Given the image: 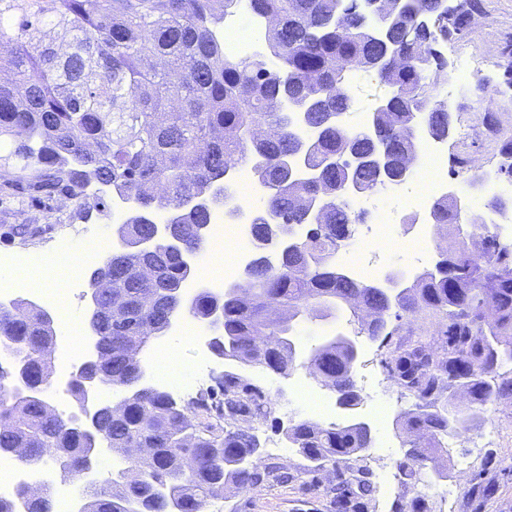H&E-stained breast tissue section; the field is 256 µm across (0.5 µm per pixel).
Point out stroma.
Segmentation results:
<instances>
[{
  "label": "stroma",
  "instance_id": "1",
  "mask_svg": "<svg viewBox=\"0 0 512 512\" xmlns=\"http://www.w3.org/2000/svg\"><path fill=\"white\" fill-rule=\"evenodd\" d=\"M450 64V79L444 88L453 92L454 130L445 141L442 177L460 193L473 198L469 216H488L486 192L474 191L470 182L473 171L457 166L456 158L475 156L482 166L499 163V146L512 135V91L503 85V65L512 55V0H484V9L471 26L470 34L442 44ZM354 104L347 112V125L358 126L370 117L385 86L367 72L351 77ZM492 113L493 126L482 123L484 113ZM111 195H90L82 201L81 211L56 198L34 201L26 187L0 180V257L28 255L50 248L69 221L82 219L84 225L103 233L108 242H118V222L112 219ZM358 329L350 310L341 308L327 317L294 320L292 337L297 346V363L288 373L273 372L265 366L219 361V372H231L263 389L271 400L266 418L252 423L260 448L286 445L288 428L302 420L328 427L345 423L350 413L334 407L332 414L321 415L303 408L293 393L295 377L305 374L304 362L312 349L337 334H353ZM363 354L356 368L357 376L370 375L380 380L379 397L392 411L385 421H371L373 442L359 462L375 487L371 496L361 499L359 512H398L400 506L415 505L419 512H512V398L491 406L486 421L475 430L463 433L447 454L417 476H403L399 485L386 487L381 476L397 471L410 448V434L401 428L405 414L414 401L398 388L385 382L380 363L379 342L362 339ZM289 471L294 482L270 483L266 487L247 489L226 496L223 503H208L206 512H336L331 503L334 473L323 468L316 477H308L306 459L293 453ZM467 461L465 479L449 487L446 478L454 474L459 461ZM446 478L434 480L435 470Z\"/></svg>",
  "mask_w": 512,
  "mask_h": 512
}]
</instances>
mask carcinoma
<instances>
[{
  "mask_svg": "<svg viewBox=\"0 0 512 512\" xmlns=\"http://www.w3.org/2000/svg\"><path fill=\"white\" fill-rule=\"evenodd\" d=\"M239 0H0V178L24 182L34 194L79 199L96 184L130 202L119 228L133 245L149 236L144 212L160 205L174 216L173 231L185 247L200 253L201 228L211 224L205 201L228 188V171L253 165L264 189L252 224L263 245L285 225H311L292 237L276 262L258 263L216 294L204 289L187 308L180 298L186 271L164 244L142 254L112 252L97 269L109 286L90 290L101 307L96 374L105 388L136 386L144 366L129 355L167 331L182 313L201 320L221 310L213 337L224 359L263 364L288 372L296 359L289 341L293 319L346 305L372 336L400 332L407 315L429 310L438 321L441 345L419 337L397 342L383 359L387 377L415 399L406 427L430 440L412 443L400 466L422 469L444 442L486 418L489 406L512 396V244L481 243L475 253L462 231L465 208L449 197L433 205V224L455 225V239L439 258L395 298L336 268V253L362 221L348 203L347 185L363 194L407 182L404 160L419 139L448 136V113L434 106L433 79L441 66L439 45L469 34V15L482 0H464L452 23L439 0H401L385 20L389 45L370 36L352 13L338 22V0H248L250 14L275 16L281 24L266 32L265 47L248 58L224 53V15ZM391 50L408 60L394 69L377 59ZM374 73L388 87L368 125L337 126L328 120L352 105L350 75ZM293 108L305 109L302 126L312 133L302 161L313 172L298 177L285 164L295 154L298 132ZM380 139L387 144L389 171L364 165L354 171L329 162L348 148L361 154ZM321 201L315 220L298 210L300 197ZM397 321L386 331L389 320ZM53 322L24 300L0 305V357L26 365L36 397L18 401L12 377L0 367V449L24 448L25 463L70 461V478L82 477L86 440L82 430L56 413L42 392L51 381L48 357ZM351 349L331 341L314 348L307 364L343 404L357 400ZM214 394L189 408L165 390L147 386L127 393L114 413L97 424L101 440L124 466L96 480L84 495L82 512H205L217 489H251L269 480L291 479L255 457L257 438L237 426L267 415L269 398L256 385L226 373ZM466 397L463 407L453 400ZM288 447L310 462L306 473L333 466L336 512H350L371 493L355 465L370 448L371 433L351 421L323 427L307 420L287 430Z\"/></svg>",
  "mask_w": 512,
  "mask_h": 512,
  "instance_id": "1",
  "label": "carcinoma"
}]
</instances>
